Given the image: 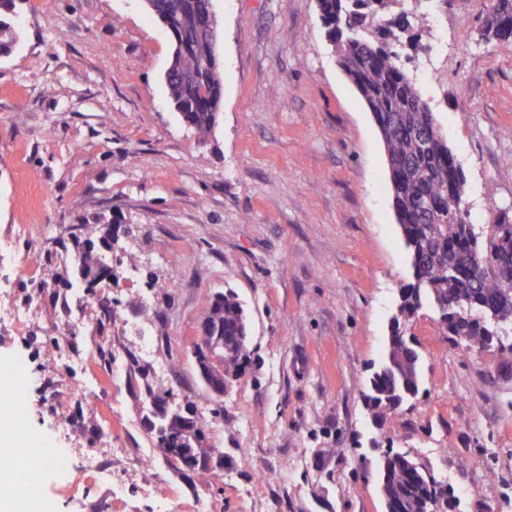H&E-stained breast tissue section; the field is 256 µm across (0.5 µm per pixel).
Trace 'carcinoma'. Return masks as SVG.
<instances>
[{
  "label": "carcinoma",
  "mask_w": 512,
  "mask_h": 512,
  "mask_svg": "<svg viewBox=\"0 0 512 512\" xmlns=\"http://www.w3.org/2000/svg\"><path fill=\"white\" fill-rule=\"evenodd\" d=\"M18 0H0V56L19 39L13 17ZM167 19L172 48L166 83L184 121L206 136L215 127L224 78L209 64L214 41L207 23L212 0H148ZM320 17L340 65L371 112L384 143L392 207L412 271L398 290V315L391 324L385 359L369 381L366 405L373 418L398 409L419 393L420 355L404 336L401 322L424 305L438 315L442 333L457 344L494 349L512 363V208L490 224L471 220L465 199L466 176L435 122L429 104L410 77L400 46L410 31L428 26L423 13H384L386 0H318ZM499 25V40L512 41V0H492L485 25ZM112 254V235L93 234L76 242L77 274L99 323L112 322L109 287L101 283L103 263ZM207 332L194 344L198 373L237 376L250 358L246 311L231 291L216 293L208 310ZM218 344L223 358L208 360L204 347ZM154 410L150 426L166 458L181 455L178 470L194 472L211 454L207 421L166 408L167 390L149 387ZM379 490L386 512H427L438 499L453 508L446 484L419 458L388 451L379 466Z\"/></svg>",
  "instance_id": "1"
}]
</instances>
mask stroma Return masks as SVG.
<instances>
[{
    "label": "stroma",
    "instance_id": "obj_1",
    "mask_svg": "<svg viewBox=\"0 0 512 512\" xmlns=\"http://www.w3.org/2000/svg\"><path fill=\"white\" fill-rule=\"evenodd\" d=\"M489 0H418L447 46L416 83L466 172L475 223L512 206V42H485ZM224 73L218 123L201 137L170 101L171 40L145 0H20L19 40L0 56V368L31 361L26 423L70 449L40 474L56 512H385L389 440L433 467L456 512H512V367L407 325L418 397L375 428L364 396L388 348L410 269L379 129L339 67L317 0H213ZM126 224L112 321L73 305L75 241ZM46 281L34 293L32 285ZM234 290L251 360L210 415L192 352L212 295ZM57 336L81 362L45 375ZM111 346V366L98 346ZM88 385L92 401L69 396ZM207 416L221 480L175 473L146 424L148 386ZM114 453L111 492L85 466Z\"/></svg>",
    "mask_w": 512,
    "mask_h": 512
}]
</instances>
